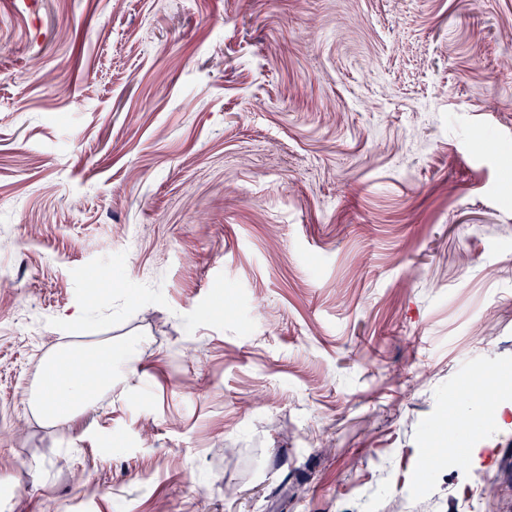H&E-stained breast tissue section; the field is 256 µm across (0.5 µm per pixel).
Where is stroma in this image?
<instances>
[{
	"mask_svg": "<svg viewBox=\"0 0 512 512\" xmlns=\"http://www.w3.org/2000/svg\"><path fill=\"white\" fill-rule=\"evenodd\" d=\"M507 54L512 0H0L9 512H512V429L439 439L512 400ZM139 345L113 349L106 343L94 349L51 350L43 358L49 372L40 388L30 399L32 409L47 424L67 422L79 414L93 411L97 395L112 389V379L118 372L127 373L139 358ZM93 359L99 369L92 377L77 369L85 360ZM65 374L64 380L56 375Z\"/></svg>",
	"mask_w": 512,
	"mask_h": 512,
	"instance_id": "1",
	"label": "stroma"
}]
</instances>
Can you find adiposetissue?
<instances>
[{
    "label": "adipose tissue",
    "mask_w": 512,
    "mask_h": 512,
    "mask_svg": "<svg viewBox=\"0 0 512 512\" xmlns=\"http://www.w3.org/2000/svg\"><path fill=\"white\" fill-rule=\"evenodd\" d=\"M139 352L136 346L116 350L108 343L93 349L51 350L44 358L49 372L30 399L32 409L47 424L66 422L93 411L98 395L111 390L117 373L133 369ZM88 359L99 365L90 377L79 370L81 363Z\"/></svg>",
    "instance_id": "1"
}]
</instances>
